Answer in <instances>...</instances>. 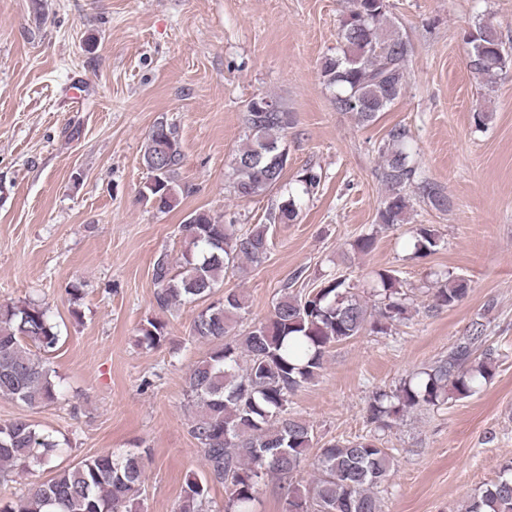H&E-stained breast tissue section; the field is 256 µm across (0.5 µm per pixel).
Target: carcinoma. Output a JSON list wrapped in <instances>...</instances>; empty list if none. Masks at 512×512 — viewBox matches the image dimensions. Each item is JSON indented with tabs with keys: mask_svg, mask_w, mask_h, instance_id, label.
I'll return each mask as SVG.
<instances>
[{
	"mask_svg": "<svg viewBox=\"0 0 512 512\" xmlns=\"http://www.w3.org/2000/svg\"><path fill=\"white\" fill-rule=\"evenodd\" d=\"M339 46L323 58L320 75L332 90V105L361 124H371L402 95L407 83L411 44L388 17L387 0H347L338 31ZM470 46L469 70L492 81L512 69L506 49L490 18L479 20L464 36ZM293 124L286 112H248L246 132L232 167L231 188L239 198H251L282 188L285 166L258 151L285 148L283 139ZM409 131L395 126L381 149L379 180L385 196L379 221L399 224L411 195L443 210L448 198L441 185L421 176L406 151ZM184 161L178 128L161 118L145 141L142 163L150 180L141 199L159 212L179 204L184 189L177 180ZM321 176L308 169L301 188L281 196L270 220H297L302 197L317 188ZM190 248L180 263L159 255L152 266L157 308L197 306L190 341L207 346L206 353L186 375V394L196 407L190 435L203 455L207 475L191 473L175 512H212L210 485L224 486V512H252L259 482L273 476L285 491L284 512H382L379 488L390 475L393 456L377 439L336 438L317 448L312 487L295 485L309 451L313 426L289 410L290 397L315 380L324 357L334 346L367 330L385 333L388 325L406 319V297L392 270L378 274V301L369 303L350 291L340 277L326 279L308 293L281 289L270 315L243 334L232 332L245 310L243 297L226 292L214 297L225 275L243 262L262 264L271 249L270 225L253 224L241 232L205 210H195L182 225ZM435 229H417L414 248L427 256L437 251ZM468 282L448 277L433 293L434 307L450 308L465 297ZM139 342L149 348L167 339V325L146 319L138 328ZM61 336L45 304L25 300L0 304V396L29 408L56 403L61 392L50 359ZM495 350L487 345V327L471 323L468 335L448 349L430 368L404 380L394 392L375 393L368 406L370 422L383 428L389 419L421 407L447 403L448 396H472L493 378ZM68 441L25 417L0 423V486L19 472H46L14 499L0 494V512H131L144 491L149 460L145 448L103 451L66 464L61 460ZM464 512H512V463L502 475L472 496Z\"/></svg>",
	"mask_w": 512,
	"mask_h": 512,
	"instance_id": "carcinoma-1",
	"label": "carcinoma"
}]
</instances>
